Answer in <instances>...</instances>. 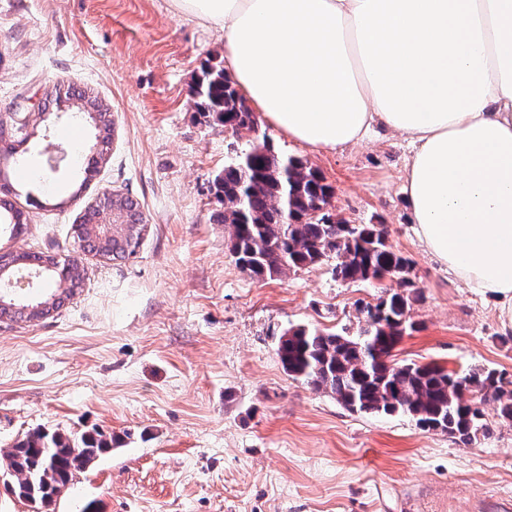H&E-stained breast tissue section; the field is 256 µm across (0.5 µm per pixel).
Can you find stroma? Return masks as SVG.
I'll return each mask as SVG.
<instances>
[{
  "label": "stroma",
  "instance_id": "35a3bbf8",
  "mask_svg": "<svg viewBox=\"0 0 512 512\" xmlns=\"http://www.w3.org/2000/svg\"><path fill=\"white\" fill-rule=\"evenodd\" d=\"M224 35L173 0H0V137L21 141L33 177L11 196L28 217L0 249L52 251L85 268L81 288L49 316L0 319V464L36 431L98 429L123 446L75 473L47 512H483L512 500V424L486 404L487 430L463 446L403 414L353 413L284 371L281 330L356 334L358 301L397 282L337 280L333 260L257 280L229 251L213 187L246 149L196 107L205 63ZM79 92L112 114L109 151L92 179L96 130L65 136L56 97ZM255 135L306 160L335 189L339 217L381 224L413 266L415 331L396 360L512 374V332L497 302L465 288L416 237L403 192L413 149L377 129L318 152L265 121ZM68 156L48 164L49 145ZM138 201L134 254L100 258L73 226L102 194Z\"/></svg>",
  "mask_w": 512,
  "mask_h": 512
}]
</instances>
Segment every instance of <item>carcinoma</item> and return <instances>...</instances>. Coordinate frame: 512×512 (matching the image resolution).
Listing matches in <instances>:
<instances>
[{
  "mask_svg": "<svg viewBox=\"0 0 512 512\" xmlns=\"http://www.w3.org/2000/svg\"><path fill=\"white\" fill-rule=\"evenodd\" d=\"M195 95L201 112H213L233 130L246 126L250 109L234 82L215 65H205ZM222 193L221 223L232 228L230 250L237 265L256 278L283 275L336 258L333 272L344 282L390 279L404 291H393L377 303L359 307L362 324L355 335L317 326L298 325L278 339L277 354L288 376L317 392L327 393L352 412L405 414L425 431H440L470 445L485 430L486 401L497 415L512 422V375L496 369L447 371L436 364L401 363L393 351L403 333L414 329L409 312L418 289L412 263L388 243L381 224L346 226L335 211L334 189L318 171L300 158L276 152L267 140H254L215 177ZM10 181L0 185V224L21 233L24 213L7 199ZM132 242L126 233L91 250L104 257L124 255ZM50 256L0 252V266L37 271ZM42 277L72 292L81 279L77 260L57 262ZM376 346L389 361L367 357L364 348ZM116 438L93 430L81 434L37 432L16 442L0 467V484L36 506L57 498L59 488L112 451Z\"/></svg>",
  "mask_w": 512,
  "mask_h": 512,
  "instance_id": "1",
  "label": "carcinoma"
}]
</instances>
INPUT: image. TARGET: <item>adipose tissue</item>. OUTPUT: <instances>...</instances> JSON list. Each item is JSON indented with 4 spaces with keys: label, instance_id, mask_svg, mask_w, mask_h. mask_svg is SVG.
Listing matches in <instances>:
<instances>
[{
    "label": "adipose tissue",
    "instance_id": "obj_1",
    "mask_svg": "<svg viewBox=\"0 0 512 512\" xmlns=\"http://www.w3.org/2000/svg\"><path fill=\"white\" fill-rule=\"evenodd\" d=\"M220 29L235 85L288 139L382 127L427 252L512 328V0H174Z\"/></svg>",
    "mask_w": 512,
    "mask_h": 512
}]
</instances>
